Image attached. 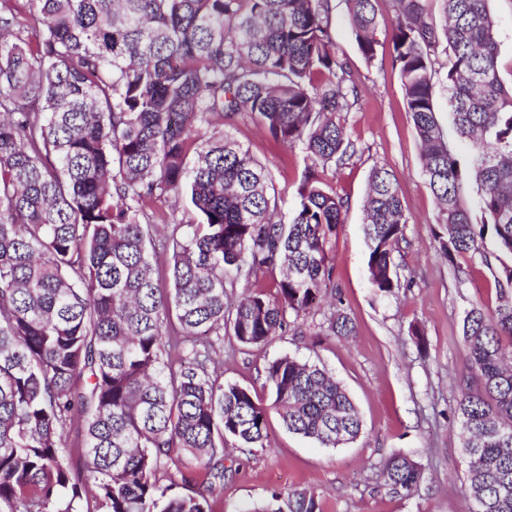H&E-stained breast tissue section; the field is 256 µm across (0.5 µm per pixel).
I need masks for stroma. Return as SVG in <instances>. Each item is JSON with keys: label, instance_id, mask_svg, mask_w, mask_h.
Instances as JSON below:
<instances>
[{"label": "stroma", "instance_id": "1", "mask_svg": "<svg viewBox=\"0 0 512 512\" xmlns=\"http://www.w3.org/2000/svg\"><path fill=\"white\" fill-rule=\"evenodd\" d=\"M392 5V0H377L380 46L369 62L357 49L344 0H337L332 17L336 42L356 74L359 104L347 116L346 131L362 154L323 176L349 199L327 255L341 310L355 333L347 338L325 335L330 309L324 300L308 316L303 335L286 332L264 347H244L225 337V383L250 389L269 412L263 446L242 450L229 443L224 493L215 512H236L241 504L265 501L273 488L312 492L323 512L470 510L467 465L458 426L450 419L464 359L460 329L472 305L496 307L498 294L492 270L479 257L460 256L451 264L439 251L436 200L422 172L419 139L391 63ZM490 7L496 20L497 66L503 81L511 84L512 0H491ZM231 131L267 166L284 208H291L306 165L303 153L275 141L243 116ZM376 164L396 174L409 217L399 270L406 286L388 297L377 294L370 283L362 230L368 175ZM414 325L424 334V349H417L410 334ZM285 354L325 367L344 385L363 419L356 442L322 448L288 432L271 408L273 396L265 379L267 364ZM395 453L413 457L423 469L412 494L391 490L380 476L382 463Z\"/></svg>", "mask_w": 512, "mask_h": 512}]
</instances>
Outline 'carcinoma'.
<instances>
[{
	"label": "carcinoma",
	"mask_w": 512,
	"mask_h": 512,
	"mask_svg": "<svg viewBox=\"0 0 512 512\" xmlns=\"http://www.w3.org/2000/svg\"><path fill=\"white\" fill-rule=\"evenodd\" d=\"M0 0V512H212L224 441L263 446L267 408L212 368L224 336L267 345L318 305L333 277L326 244L349 200L320 171L360 149L346 133L359 101L331 17L336 0ZM375 0H346L358 51L376 56ZM393 0L392 66L421 144L448 262L512 255V86L497 66L490 0ZM472 153L460 160L436 117ZM245 115L310 160L293 208L269 169L216 120ZM483 188L480 224L464 183ZM375 290L401 288L408 217L398 179L371 168L364 202ZM165 224L170 287L156 278L148 224ZM492 242L494 250L486 247ZM277 273L275 293L265 280ZM502 303L461 326L464 369L451 411L470 512H512V266ZM250 288L239 300V280ZM334 336L354 327L340 309ZM288 431L338 448L362 431L346 389L283 355L266 368ZM84 421L80 464L64 433ZM177 461V475L160 474ZM385 485L410 492L421 465L396 453ZM182 484L191 493L177 495ZM282 493L239 512H283ZM288 512H321L288 491ZM436 107L439 113L438 118L440 124L443 127L445 134L447 135L448 142L452 145L460 159H468L471 150L467 144L460 142L456 138L451 118L448 114V93L442 81L438 84L437 87Z\"/></svg>",
	"instance_id": "carcinoma-1"
}]
</instances>
